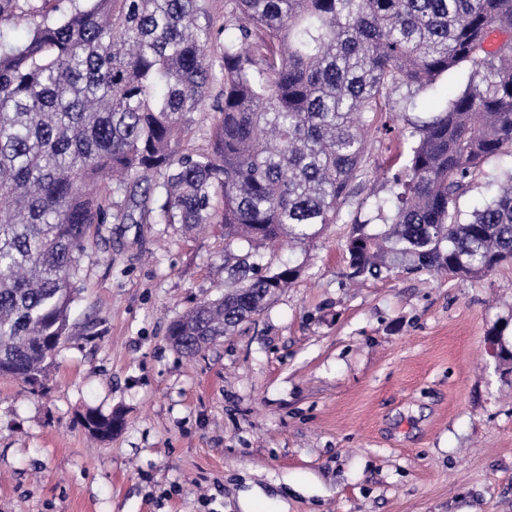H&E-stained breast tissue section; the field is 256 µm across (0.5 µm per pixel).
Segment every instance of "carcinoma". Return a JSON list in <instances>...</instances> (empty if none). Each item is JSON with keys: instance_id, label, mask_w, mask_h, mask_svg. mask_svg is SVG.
Wrapping results in <instances>:
<instances>
[{"instance_id": "carcinoma-1", "label": "carcinoma", "mask_w": 512, "mask_h": 512, "mask_svg": "<svg viewBox=\"0 0 512 512\" xmlns=\"http://www.w3.org/2000/svg\"><path fill=\"white\" fill-rule=\"evenodd\" d=\"M22 25L27 37L17 40ZM232 28L219 51L215 31ZM512 0H0V377L39 388L75 335L79 257L97 224L224 228L234 287L174 320L191 358L260 314L299 274L261 245L337 222L375 116L469 68L414 124L386 224L347 244L354 277L406 259L461 278L512 261V182L463 221L484 163L512 157ZM219 86L210 148L193 114ZM84 416L97 439L112 415Z\"/></svg>"}]
</instances>
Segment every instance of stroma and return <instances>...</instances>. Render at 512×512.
<instances>
[{
    "label": "stroma",
    "mask_w": 512,
    "mask_h": 512,
    "mask_svg": "<svg viewBox=\"0 0 512 512\" xmlns=\"http://www.w3.org/2000/svg\"><path fill=\"white\" fill-rule=\"evenodd\" d=\"M467 81L440 76L379 115L340 219L261 249L300 274L253 322L186 358L169 323L231 281L217 224H105L71 310L90 336L59 348L43 387L0 377V512H512V263L460 278L351 276L346 243L381 227L385 172L411 121ZM490 159L458 206L490 199ZM120 412L97 441L88 410Z\"/></svg>",
    "instance_id": "1"
}]
</instances>
